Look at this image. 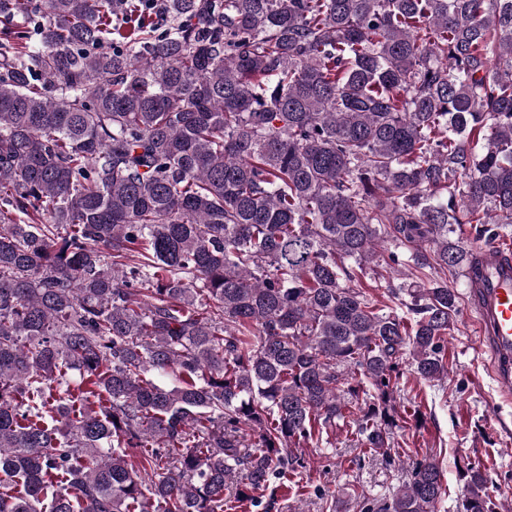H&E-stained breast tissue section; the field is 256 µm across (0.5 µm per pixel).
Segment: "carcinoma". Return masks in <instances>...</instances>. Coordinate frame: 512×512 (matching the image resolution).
<instances>
[{
	"mask_svg": "<svg viewBox=\"0 0 512 512\" xmlns=\"http://www.w3.org/2000/svg\"><path fill=\"white\" fill-rule=\"evenodd\" d=\"M0 17V512H231L341 420L400 447V361L450 374L456 227L507 246L512 0ZM444 479L361 512H437Z\"/></svg>",
	"mask_w": 512,
	"mask_h": 512,
	"instance_id": "1",
	"label": "carcinoma"
}]
</instances>
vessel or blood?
<instances>
[{
    "instance_id": "obj_1",
    "label": "vessel or blood",
    "mask_w": 512,
    "mask_h": 512,
    "mask_svg": "<svg viewBox=\"0 0 512 512\" xmlns=\"http://www.w3.org/2000/svg\"><path fill=\"white\" fill-rule=\"evenodd\" d=\"M468 307L480 342L490 354L500 386L512 388V263L482 251L479 276L469 291Z\"/></svg>"
}]
</instances>
